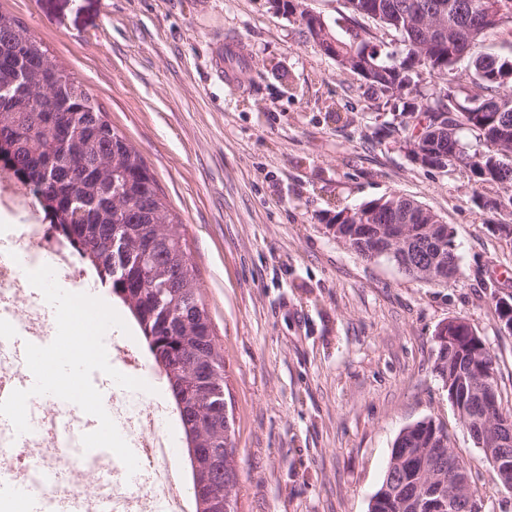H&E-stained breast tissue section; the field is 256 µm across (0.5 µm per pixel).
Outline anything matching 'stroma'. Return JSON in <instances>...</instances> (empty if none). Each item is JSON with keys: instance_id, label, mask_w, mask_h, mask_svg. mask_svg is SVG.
<instances>
[{"instance_id": "1", "label": "stroma", "mask_w": 512, "mask_h": 512, "mask_svg": "<svg viewBox=\"0 0 512 512\" xmlns=\"http://www.w3.org/2000/svg\"><path fill=\"white\" fill-rule=\"evenodd\" d=\"M82 81L139 151L186 240L236 428L238 512H369L394 441L442 426L484 512H512L434 371L462 318L496 358L512 412V212L479 207L468 167H421L379 130L352 73L268 0H0ZM248 54L228 85L211 64ZM399 194L454 232L459 274L412 277L329 231L336 209Z\"/></svg>"}]
</instances>
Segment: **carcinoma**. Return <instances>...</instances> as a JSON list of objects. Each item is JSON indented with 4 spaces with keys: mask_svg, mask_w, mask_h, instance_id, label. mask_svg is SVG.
<instances>
[{
    "mask_svg": "<svg viewBox=\"0 0 512 512\" xmlns=\"http://www.w3.org/2000/svg\"><path fill=\"white\" fill-rule=\"evenodd\" d=\"M299 0H269L277 13L299 14L306 33L317 17L296 11ZM353 31L348 37L323 32L315 47L344 70L375 87L376 99L402 103L399 121L385 135L428 150L430 129L448 127V143L438 144L437 168L468 166L475 183L494 196L483 206L512 205V59L488 52L490 32L512 34V0H345ZM367 18L403 46L398 61L383 59L384 42L362 26ZM469 46L463 73L454 56ZM440 82L421 90L423 74ZM23 88L36 99L66 104L24 111L14 101ZM485 151H467L464 137ZM0 168L27 186L49 223L79 245L86 268L111 288L137 326L152 365L163 373L184 439V462L191 479L194 512H217L216 501L231 495L237 512L235 421L224 416V353L216 342L197 270L154 175L129 140L108 120L75 74L59 65L43 42L13 15L0 11ZM413 199L391 195L368 201L353 213L377 212L381 224L401 222L420 211ZM338 209L327 224L339 225L344 241L365 259L371 239L352 235ZM493 365L479 336H457L438 347L434 370L448 397L462 396L472 365ZM404 429L396 448H425L424 425ZM217 452L222 477L196 492L208 467L194 449ZM496 484L512 490V471L497 470L484 455Z\"/></svg>",
    "mask_w": 512,
    "mask_h": 512,
    "instance_id": "1",
    "label": "carcinoma"
}]
</instances>
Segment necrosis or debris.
Instances as JSON below:
<instances>
[{"label":"necrosis or debris","instance_id":"necrosis-or-debris-1","mask_svg":"<svg viewBox=\"0 0 512 512\" xmlns=\"http://www.w3.org/2000/svg\"><path fill=\"white\" fill-rule=\"evenodd\" d=\"M7 221L0 225V234L14 240L30 269L51 266L59 285L75 293L95 294L101 283L81 265L72 245L54 225L48 224L35 199L11 173H0V216ZM55 336L56 329L42 293L19 276L11 262L0 259V335ZM120 433L130 447L139 449V489L125 482L124 464L116 455H109L112 479L109 484L95 482L86 469L85 453L79 438L69 446L59 440L61 418H78L77 405L58 399L41 415L29 418L31 430L24 447L12 454L0 455V467L14 470L27 477L29 458H38L45 479L35 480L31 489L47 502L61 498L81 503L83 512H99V501L108 497L114 512H191L193 504L188 495L189 479L181 474L171 480L169 469H179L180 459H169L164 450L171 439L162 429V421L171 410L166 403L143 401L130 395H112L105 403ZM65 468L69 471L66 484L48 481L49 473Z\"/></svg>","mask_w":512,"mask_h":512}]
</instances>
